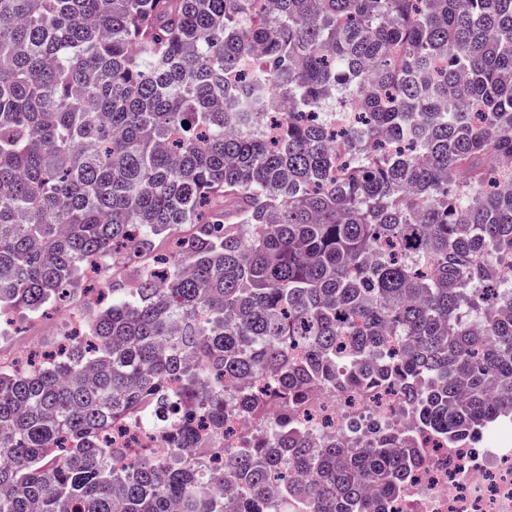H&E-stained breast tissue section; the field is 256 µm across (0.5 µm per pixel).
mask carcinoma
I'll list each match as a JSON object with an SVG mask.
<instances>
[{
    "label": "carcinoma",
    "mask_w": 512,
    "mask_h": 512,
    "mask_svg": "<svg viewBox=\"0 0 512 512\" xmlns=\"http://www.w3.org/2000/svg\"><path fill=\"white\" fill-rule=\"evenodd\" d=\"M346 101L367 120L332 125ZM508 160L512 0H0V311L173 237L167 280L0 366V512L403 501L421 437L512 423ZM319 388L395 391L408 426L317 446ZM121 423L165 451L124 464Z\"/></svg>",
    "instance_id": "carcinoma-1"
}]
</instances>
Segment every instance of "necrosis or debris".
<instances>
[{
    "mask_svg": "<svg viewBox=\"0 0 512 512\" xmlns=\"http://www.w3.org/2000/svg\"><path fill=\"white\" fill-rule=\"evenodd\" d=\"M307 411L314 437L345 435L357 416L372 425L396 427L405 420L397 393L364 396L319 392ZM428 462L412 479L408 495L414 512H512V429L505 427L481 438L479 444L439 447L425 437Z\"/></svg>",
    "mask_w": 512,
    "mask_h": 512,
    "instance_id": "4bbe7bcc",
    "label": "necrosis or debris"
}]
</instances>
